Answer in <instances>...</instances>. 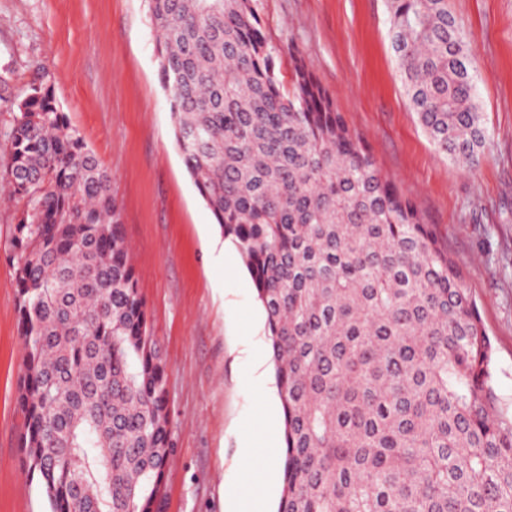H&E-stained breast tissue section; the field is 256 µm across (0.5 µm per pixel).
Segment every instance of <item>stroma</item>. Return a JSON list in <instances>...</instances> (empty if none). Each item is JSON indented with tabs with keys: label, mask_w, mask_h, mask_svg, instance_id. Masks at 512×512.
I'll return each instance as SVG.
<instances>
[{
	"label": "stroma",
	"mask_w": 512,
	"mask_h": 512,
	"mask_svg": "<svg viewBox=\"0 0 512 512\" xmlns=\"http://www.w3.org/2000/svg\"><path fill=\"white\" fill-rule=\"evenodd\" d=\"M475 48L488 140L479 163L442 158L407 104L387 0H255L283 79L301 57L381 172L459 267L492 339L496 391L512 406V0H448ZM48 74L61 112L110 173L129 259L166 368L174 456L165 512H252L253 483L283 409L245 348L267 342L263 308L176 145L146 0H0V159L17 104ZM25 201L0 181V512H51L18 448L23 373L10 227Z\"/></svg>",
	"instance_id": "obj_1"
}]
</instances>
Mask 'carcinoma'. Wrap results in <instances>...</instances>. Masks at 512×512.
I'll list each match as a JSON object with an SVG mask.
<instances>
[{"mask_svg": "<svg viewBox=\"0 0 512 512\" xmlns=\"http://www.w3.org/2000/svg\"><path fill=\"white\" fill-rule=\"evenodd\" d=\"M176 144L266 313L283 405L278 512H512V414L456 262L301 61L280 79L253 0H147ZM409 106L451 162L486 130L448 0H390ZM3 165L26 199L9 251L19 448L52 512H164L165 365L111 176L51 85Z\"/></svg>", "mask_w": 512, "mask_h": 512, "instance_id": "cac0c4a2", "label": "carcinoma"}]
</instances>
